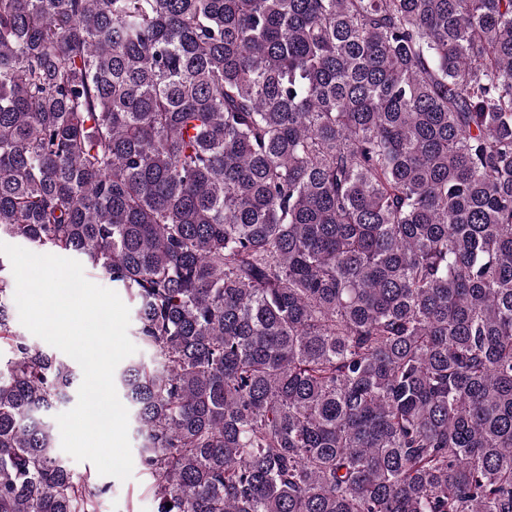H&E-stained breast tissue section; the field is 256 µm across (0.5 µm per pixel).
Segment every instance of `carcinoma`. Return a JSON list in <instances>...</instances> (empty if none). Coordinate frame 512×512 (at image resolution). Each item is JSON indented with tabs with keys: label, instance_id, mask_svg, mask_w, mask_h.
<instances>
[{
	"label": "carcinoma",
	"instance_id": "carcinoma-1",
	"mask_svg": "<svg viewBox=\"0 0 512 512\" xmlns=\"http://www.w3.org/2000/svg\"><path fill=\"white\" fill-rule=\"evenodd\" d=\"M3 239L127 294L156 512H512V0H0ZM15 289L0 512H96ZM84 274H85L86 278L88 280H90L91 282L96 283V284H98V285H100L102 287H105L107 289H111V290L115 291L119 295L121 300L130 309V325H129V328H128V336H129L130 340L132 341V343L136 346L137 351L134 354H132V355L128 356L127 358H125L122 362H120V364L116 367V369L120 368L123 364H125V363H127L128 361H131V360H135V359H145V360H147L149 355L145 353V351L142 349V347L137 342L135 337L132 336V334H131V329H132V326H133V309H132V306L129 303L128 299L126 298V295H125L124 291L121 288H115L108 279L104 278L100 274L91 272L88 269H84Z\"/></svg>",
	"mask_w": 512,
	"mask_h": 512
}]
</instances>
